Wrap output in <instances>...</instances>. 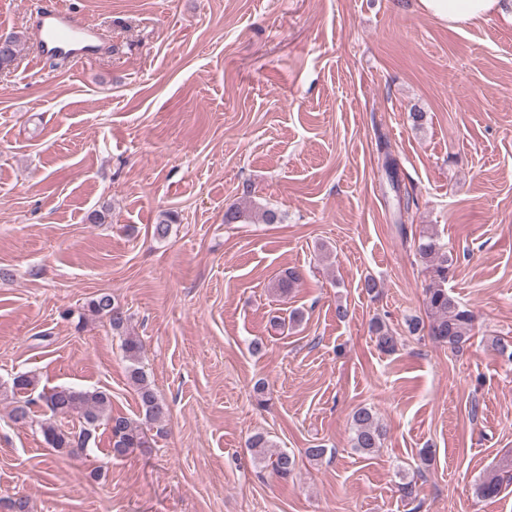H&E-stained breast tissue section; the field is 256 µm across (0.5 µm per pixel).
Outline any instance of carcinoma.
<instances>
[{
	"label": "carcinoma",
	"mask_w": 512,
	"mask_h": 512,
	"mask_svg": "<svg viewBox=\"0 0 512 512\" xmlns=\"http://www.w3.org/2000/svg\"><path fill=\"white\" fill-rule=\"evenodd\" d=\"M21 43L19 35L10 33L7 43L0 46V70H6L17 60ZM256 217L253 206L242 202L231 204L224 212V223L247 224ZM418 255L425 265L429 283L425 288L428 321L412 318L408 321V331L427 335L439 345L452 351L460 350L471 339L474 316L448 294V277L452 273V260L434 237L420 243ZM86 307L96 315L108 318L112 330L123 336V351L129 361L128 378L139 397L141 420L112 414L111 395L102 390L84 391L69 386H56L49 390H37L34 377L22 374L12 381V389L25 390L31 396L16 401L12 408V421L22 427L34 423L32 407L42 404L52 416L78 419L80 428L67 431L47 419L40 423V432L45 443L56 453L77 456L84 452L97 429L104 424L110 431V455L120 457L132 448H144L148 442L144 425L159 422L166 417L167 408L155 394L147 374L140 365L141 342L128 334V318L125 312L114 303L111 295L100 294L90 299ZM353 448L363 454H372L382 446L384 428L376 421L372 411L366 407L357 408L351 418ZM255 460L266 464L272 473L286 479L296 469L295 455L277 451L274 444L263 434H254L247 440ZM512 483V468L500 474L485 478L477 485L476 494L482 498L498 495L502 487Z\"/></svg>",
	"instance_id": "1"
}]
</instances>
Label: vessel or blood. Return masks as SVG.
<instances>
[{
    "instance_id": "b4317fda",
    "label": "vessel or blood",
    "mask_w": 512,
    "mask_h": 512,
    "mask_svg": "<svg viewBox=\"0 0 512 512\" xmlns=\"http://www.w3.org/2000/svg\"><path fill=\"white\" fill-rule=\"evenodd\" d=\"M40 37L37 50L48 58H68L87 62L86 48L96 36V28L76 18L63 0H53L39 14Z\"/></svg>"
}]
</instances>
